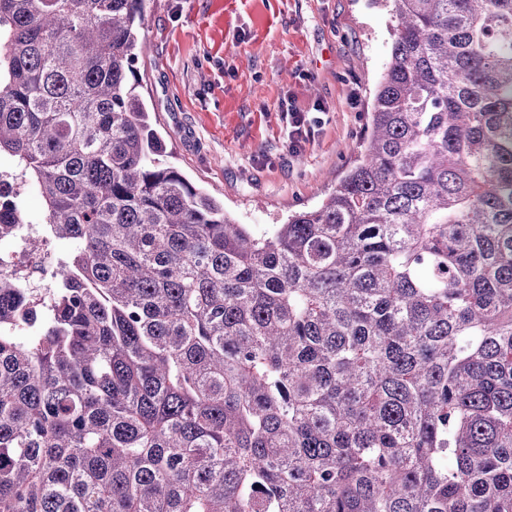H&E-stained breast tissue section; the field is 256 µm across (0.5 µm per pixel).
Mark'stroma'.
<instances>
[{"instance_id": "1", "label": "stroma", "mask_w": 512, "mask_h": 512, "mask_svg": "<svg viewBox=\"0 0 512 512\" xmlns=\"http://www.w3.org/2000/svg\"><path fill=\"white\" fill-rule=\"evenodd\" d=\"M395 26L384 0H147L136 73L172 164L239 223L279 224L358 158ZM288 99L311 125L296 153Z\"/></svg>"}]
</instances>
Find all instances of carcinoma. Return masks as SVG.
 <instances>
[{"mask_svg":"<svg viewBox=\"0 0 512 512\" xmlns=\"http://www.w3.org/2000/svg\"><path fill=\"white\" fill-rule=\"evenodd\" d=\"M359 159L240 224L161 163L146 0H0V512H512V0H386ZM30 219L42 223L43 202L35 185L26 183L10 162L0 164V212L8 210L18 218L19 235L15 240L0 242V277L21 279L29 290L35 310L42 308L56 275V253L51 243H44L40 253L28 256L20 243L39 234V224L28 219L26 201L30 192ZM38 282V287L33 286Z\"/></svg>","mask_w":512,"mask_h":512,"instance_id":"obj_1","label":"carcinoma"}]
</instances>
